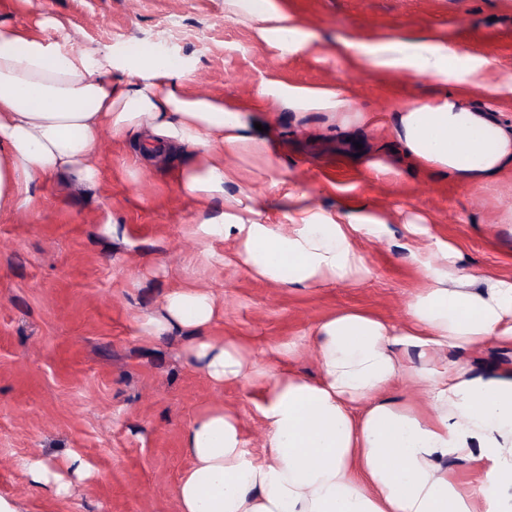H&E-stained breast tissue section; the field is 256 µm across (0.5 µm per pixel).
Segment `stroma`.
<instances>
[{
  "mask_svg": "<svg viewBox=\"0 0 512 512\" xmlns=\"http://www.w3.org/2000/svg\"><path fill=\"white\" fill-rule=\"evenodd\" d=\"M315 39L313 52L286 55L258 42L252 30L225 20L224 0H0V22L44 39L62 53L81 52L89 68L113 60L124 77L141 62L126 51L152 41L176 54L191 90L251 99L261 81L330 86L369 114L370 128L350 138L329 131L325 114L295 116L272 100L254 119L267 127L272 162L251 169L244 187L275 201L284 183L300 182L317 205L375 206L392 218L388 235L364 241L369 276L322 288L273 286L236 263L233 242L210 255L193 234L201 216H216L222 200L200 206L185 198L160 160L141 170L136 155L101 136V181L88 190L71 181L40 185L32 203L0 214V496L24 512H178L174 488L190 461L181 438L198 411L219 404L237 414L243 439L260 452L264 426L254 410L263 381L214 387L186 358L185 336L155 340L141 324L160 312L166 294L185 282L215 294L224 316L214 335L243 338L253 359L270 362L291 344L289 368L318 373L309 334L343 309L402 321L423 286L401 243L405 225L424 219L422 248L452 242L469 268L512 277V172L490 190L408 167L393 133L396 109L438 95L435 77L381 79L337 54L348 38L369 44L388 35L437 32L460 54L493 63L506 90L465 87L472 108L493 110L512 124V0H281ZM48 18L59 27L45 26ZM383 160L399 180L375 178ZM122 229L112 237L106 221ZM90 464L70 496L46 499L25 464L58 461L67 451Z\"/></svg>",
  "mask_w": 512,
  "mask_h": 512,
  "instance_id": "obj_1",
  "label": "stroma"
}]
</instances>
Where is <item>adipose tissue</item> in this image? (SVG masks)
<instances>
[{
	"instance_id": "adipose-tissue-1",
	"label": "adipose tissue",
	"mask_w": 512,
	"mask_h": 512,
	"mask_svg": "<svg viewBox=\"0 0 512 512\" xmlns=\"http://www.w3.org/2000/svg\"><path fill=\"white\" fill-rule=\"evenodd\" d=\"M224 17L251 24L258 40L282 52L314 41L280 0H224ZM340 53L388 75L409 73L461 80L498 92L489 60L474 56L457 68L447 39L389 37L368 46L349 41ZM302 116L323 112L350 124V102L328 88L261 82ZM237 99L192 93L184 70L151 62L113 80L111 63L89 70L81 53L60 56L44 40L0 22V211L31 203L40 184L70 175L95 186L91 159L100 133L130 140L145 162L178 154L169 173L185 197L223 199L220 216L198 224L203 245L234 240L244 269L275 286L308 289L369 275L358 247L389 230V216L362 206L333 212L313 203L296 183L279 204L238 188L239 172L224 157L271 159L266 135ZM395 134L419 171L481 190L512 170V127L444 92L399 109ZM404 247L425 284L393 323L359 310L340 311L311 331L319 375L278 362L248 369L241 339L214 336L222 306L192 285L172 289L161 314L142 334L152 339L188 330L187 359L217 387L264 378L255 410L264 425L263 459H255L238 417L220 405L203 408L187 427L190 468L175 486L179 512H512V368L478 372L458 361L442 368V351L495 341L512 346V278L462 268L450 243L427 251ZM424 394L423 404L388 397L398 381ZM464 463L461 480L454 463ZM36 486L52 498L70 494L88 474L79 455L62 464H27Z\"/></svg>"
}]
</instances>
